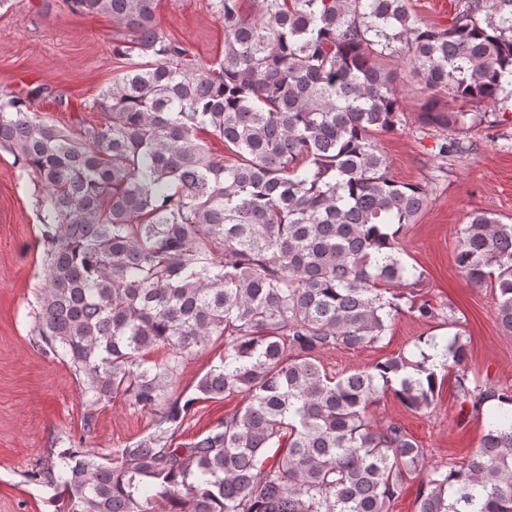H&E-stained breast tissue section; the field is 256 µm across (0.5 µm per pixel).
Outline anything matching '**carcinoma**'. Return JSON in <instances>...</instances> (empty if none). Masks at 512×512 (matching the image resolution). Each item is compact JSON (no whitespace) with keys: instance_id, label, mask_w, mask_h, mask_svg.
<instances>
[{"instance_id":"1","label":"carcinoma","mask_w":512,"mask_h":512,"mask_svg":"<svg viewBox=\"0 0 512 512\" xmlns=\"http://www.w3.org/2000/svg\"><path fill=\"white\" fill-rule=\"evenodd\" d=\"M262 2L251 16L218 0L224 53L205 62L158 27V0H67L112 20V55L127 65L93 101L106 122L67 131L31 110L41 87L0 94V148L41 193L30 343L68 366L88 407L78 445L30 479L68 512H389L412 480L417 512H512L511 386L458 375L484 433L473 453L430 465L400 423L372 418L388 391L432 409L429 355L339 377L318 361L376 346L403 311L438 316L391 290L423 281L399 233L428 193L393 179L375 141L404 112L387 59L407 57L427 125L468 129L469 107L512 85V0H460L444 29L408 0ZM445 94L458 106L439 108ZM435 148L470 150L456 137ZM456 264L476 285L491 280L511 334L512 224L471 213ZM214 340L219 363L188 396L182 372ZM423 343L465 367L460 334ZM226 397L240 398L235 413L177 441L196 403ZM116 398L151 423L110 458L84 444L95 408ZM489 399L509 407L487 416Z\"/></svg>"}]
</instances>
